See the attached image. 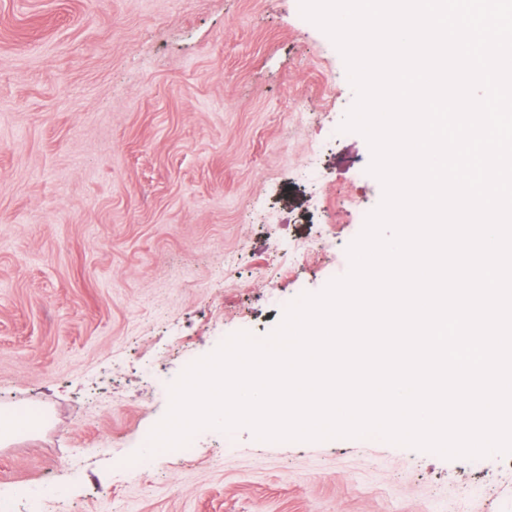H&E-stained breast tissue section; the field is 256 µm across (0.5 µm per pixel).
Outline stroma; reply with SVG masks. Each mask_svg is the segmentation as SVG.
Returning <instances> with one entry per match:
<instances>
[{
	"mask_svg": "<svg viewBox=\"0 0 512 512\" xmlns=\"http://www.w3.org/2000/svg\"><path fill=\"white\" fill-rule=\"evenodd\" d=\"M355 101L299 0H0V412L51 411L0 512H512V454L243 426L143 458L186 367L348 273L383 198L326 137Z\"/></svg>",
	"mask_w": 512,
	"mask_h": 512,
	"instance_id": "1",
	"label": "stroma"
}]
</instances>
